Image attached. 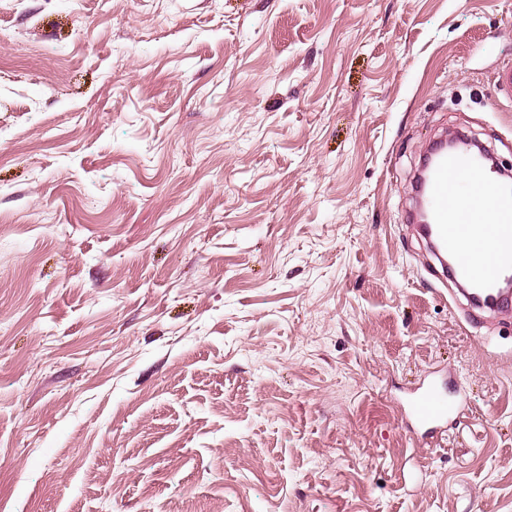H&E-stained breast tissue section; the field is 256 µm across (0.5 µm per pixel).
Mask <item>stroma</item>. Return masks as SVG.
I'll list each match as a JSON object with an SVG mask.
<instances>
[{"label": "stroma", "instance_id": "1", "mask_svg": "<svg viewBox=\"0 0 512 512\" xmlns=\"http://www.w3.org/2000/svg\"><path fill=\"white\" fill-rule=\"evenodd\" d=\"M507 59L512 0H0V512H512V312L411 227ZM458 411L459 392L448 394V391L431 381L409 394L405 414L414 429L422 435H432L445 432Z\"/></svg>", "mask_w": 512, "mask_h": 512}]
</instances>
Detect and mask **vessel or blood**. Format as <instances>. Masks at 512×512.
<instances>
[{"instance_id": "vessel-or-blood-1", "label": "vessel or blood", "mask_w": 512, "mask_h": 512, "mask_svg": "<svg viewBox=\"0 0 512 512\" xmlns=\"http://www.w3.org/2000/svg\"><path fill=\"white\" fill-rule=\"evenodd\" d=\"M426 206L429 247L450 262L470 292L495 301L500 285L512 281V189L477 159L447 154L433 170ZM458 411V394L431 381L409 394L405 414L414 429L432 435Z\"/></svg>"}]
</instances>
